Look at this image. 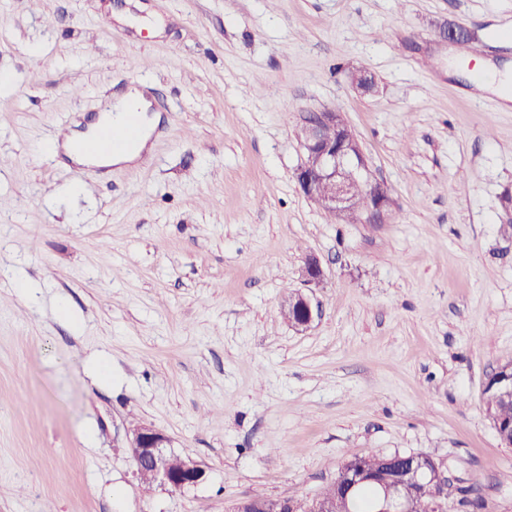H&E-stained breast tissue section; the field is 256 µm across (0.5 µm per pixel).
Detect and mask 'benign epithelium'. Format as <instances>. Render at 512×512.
Here are the masks:
<instances>
[{"mask_svg": "<svg viewBox=\"0 0 512 512\" xmlns=\"http://www.w3.org/2000/svg\"><path fill=\"white\" fill-rule=\"evenodd\" d=\"M306 136L302 147L303 164L296 180L301 191L320 208L339 218L355 207L352 182L363 178L367 164L358 142L342 113L323 109L303 117ZM370 202L359 213L372 223H384L390 217L392 199L388 188L380 182L367 184ZM303 275L308 284H319L323 277L320 261L306 259ZM282 314L296 330H305L319 316L310 297L295 292L282 307ZM171 438L150 424L132 431L130 448L137 475H149L155 481L175 490H184L200 483L205 470L190 457L170 451ZM398 467L371 470L360 464L341 470L336 481L344 483L345 500L361 485L373 482L384 491V497L374 512H415V502L427 501L428 512H447L448 480L440 465L430 456L411 453L400 458ZM236 512H297L293 498L268 499L249 497L240 501Z\"/></svg>", "mask_w": 512, "mask_h": 512, "instance_id": "1", "label": "benign epithelium"}]
</instances>
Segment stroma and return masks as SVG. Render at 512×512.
<instances>
[{
  "label": "stroma",
  "instance_id": "35a3bbf8",
  "mask_svg": "<svg viewBox=\"0 0 512 512\" xmlns=\"http://www.w3.org/2000/svg\"><path fill=\"white\" fill-rule=\"evenodd\" d=\"M139 3L141 31L112 16L127 0H0V512H232L395 452L441 463L447 512H512L485 404L512 356V102L472 69L512 67V0ZM140 84L147 163L55 150ZM325 108L389 223L300 190L301 117ZM296 289L320 311L302 332ZM135 420L203 482L143 490ZM366 180L372 182L369 178ZM366 192L371 201L358 213L365 214L366 220L370 223L386 222L390 217L392 207L388 188L380 182H372L367 184ZM282 314L289 325L296 330H305L319 316V310L310 297L295 292L284 301Z\"/></svg>",
  "mask_w": 512,
  "mask_h": 512
}]
</instances>
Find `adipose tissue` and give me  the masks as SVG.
Instances as JSON below:
<instances>
[{
	"mask_svg": "<svg viewBox=\"0 0 512 512\" xmlns=\"http://www.w3.org/2000/svg\"><path fill=\"white\" fill-rule=\"evenodd\" d=\"M138 117V131L134 138L121 140L110 149L100 150L95 146L96 129L73 134L64 143L67 156L80 165L107 167L117 164H141L148 158L147 143L158 123L157 116L151 115L150 103L144 89L131 87L105 105L100 122L115 129L124 128L129 114Z\"/></svg>",
	"mask_w": 512,
	"mask_h": 512,
	"instance_id": "obj_1",
	"label": "adipose tissue"
}]
</instances>
